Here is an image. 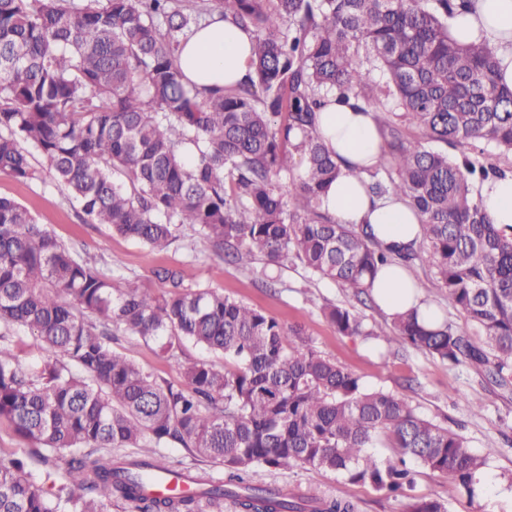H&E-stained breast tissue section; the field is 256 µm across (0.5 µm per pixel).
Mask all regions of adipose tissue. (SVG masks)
<instances>
[{"label":"adipose tissue","instance_id":"1","mask_svg":"<svg viewBox=\"0 0 512 512\" xmlns=\"http://www.w3.org/2000/svg\"><path fill=\"white\" fill-rule=\"evenodd\" d=\"M484 35L498 47L503 80L512 86V0H475L474 12L465 14L458 38ZM250 34L219 20L205 22L184 44L179 61L188 81L198 89L221 90L246 81L251 72ZM317 130L335 155L342 173L329 188L324 205L344 224L370 225L385 245L402 248L419 235L420 220L397 196L371 202L356 176L375 166L381 139L373 108L355 102H331L316 119ZM484 209L498 224H512V177L491 178L481 191ZM379 307L390 316L417 310L418 320L431 325V307L403 267L379 271L371 283Z\"/></svg>","mask_w":512,"mask_h":512}]
</instances>
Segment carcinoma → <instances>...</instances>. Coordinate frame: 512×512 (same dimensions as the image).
Masks as SVG:
<instances>
[{
  "label": "carcinoma",
  "instance_id": "1",
  "mask_svg": "<svg viewBox=\"0 0 512 512\" xmlns=\"http://www.w3.org/2000/svg\"><path fill=\"white\" fill-rule=\"evenodd\" d=\"M471 4L209 0L208 14L251 33L252 74L203 93L178 64L200 14L178 0H0V174L25 182L38 157L87 222L155 253L189 224L243 268L258 256L297 261L358 298H372L366 280L384 265L426 266L466 326L426 327L413 309L392 317L394 339L505 388L512 225L494 223L479 191L506 176L486 148L512 155V87L493 46L453 35ZM331 97L376 109L382 155L366 170L367 191L401 196L420 217L419 241L385 246L370 225L341 224L324 208L341 172L315 125ZM157 275L170 291L104 275L0 196V420L34 444L28 457L0 463V512H202V502L226 499L238 512H355L347 499L304 503L257 486L247 479L255 468H310L403 495L417 463L476 496L489 455L462 435L367 388L301 327L192 283L186 267ZM322 313L342 336L376 335L352 306L328 302ZM18 329L38 342V363L20 360ZM118 329L168 356L191 341L223 355L224 367L197 361L180 381L160 380L114 351ZM383 440L396 457L369 453ZM169 446L224 467L227 479L147 495L146 477L165 465L156 449ZM114 448L141 456L119 461ZM60 450L69 453L63 469ZM409 512L449 510L419 496Z\"/></svg>",
  "mask_w": 512,
  "mask_h": 512
}]
</instances>
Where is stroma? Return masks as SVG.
I'll return each mask as SVG.
<instances>
[{
  "label": "stroma",
  "instance_id": "35a3bbf8",
  "mask_svg": "<svg viewBox=\"0 0 512 512\" xmlns=\"http://www.w3.org/2000/svg\"><path fill=\"white\" fill-rule=\"evenodd\" d=\"M0 195L27 206L55 235L81 254L96 260L112 278H123L152 291L165 290L155 272L162 267H190L197 284L223 291L276 317L287 325L302 326L312 345L327 359L360 376L369 388L381 387L406 400L424 418L448 427L468 441L475 453H489L481 494L468 500L447 479L423 467L414 469V492L449 504L451 512H512V387L503 389L467 365L452 366L410 348H390L391 319L375 303L359 305V312L378 332L375 340L339 335L320 308L326 302L350 303L352 291L329 280L312 277L297 263L278 268L258 259L244 269L209 249L187 226L163 254L113 235L107 225L83 222L80 210L44 171L19 182L0 174ZM117 350L127 353L156 377L176 382L183 365L210 359V352L184 344L175 357L152 345L120 336ZM250 479L276 487L289 499L313 495L351 500L355 512H407L408 501L391 497L371 486L352 484L333 473L306 469L259 468Z\"/></svg>",
  "mask_w": 512,
  "mask_h": 512
}]
</instances>
